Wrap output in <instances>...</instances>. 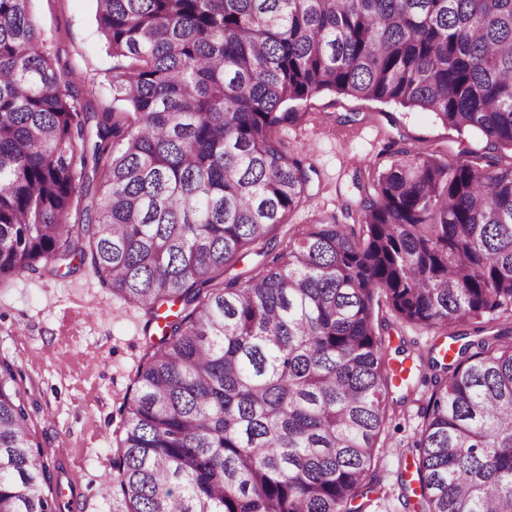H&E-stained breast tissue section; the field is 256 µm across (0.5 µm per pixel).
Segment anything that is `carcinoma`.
Returning <instances> with one entry per match:
<instances>
[{
  "mask_svg": "<svg viewBox=\"0 0 512 512\" xmlns=\"http://www.w3.org/2000/svg\"><path fill=\"white\" fill-rule=\"evenodd\" d=\"M33 0H0V280L91 256L160 332L120 440L127 512H365L387 447L381 315L483 334L434 377L411 447L421 512H512V165L397 151L358 226L294 227L309 201L275 139L323 92L431 112L512 151V0H96L120 110L84 111ZM100 175L86 224L66 222ZM179 309L159 315L163 305ZM13 364L0 359V512L44 489Z\"/></svg>",
  "mask_w": 512,
  "mask_h": 512,
  "instance_id": "obj_1",
  "label": "carcinoma"
}]
</instances>
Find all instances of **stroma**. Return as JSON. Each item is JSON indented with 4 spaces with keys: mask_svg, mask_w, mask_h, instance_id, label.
<instances>
[{
    "mask_svg": "<svg viewBox=\"0 0 512 512\" xmlns=\"http://www.w3.org/2000/svg\"><path fill=\"white\" fill-rule=\"evenodd\" d=\"M95 0H35L34 15L57 66L69 73L81 103L91 111L114 107L108 76L113 59L95 21ZM295 122L275 133L311 165L310 201L293 212L292 224L316 220L348 223V207L361 196L354 171L372 177L388 168L393 153L468 152L486 165L485 142L464 137L428 112L411 111L324 92L295 105ZM142 313L126 307L93 269L72 260L0 281V358L11 361L30 414V431L43 451L52 486L61 477L58 455L78 470L81 504L68 512H126L119 490L102 488L116 475L124 435V402L149 338ZM450 340L411 327L392 328L387 356L393 362L424 354L442 358ZM389 447L376 478L385 492L379 512H417L415 462L408 444L420 422L413 400L394 406Z\"/></svg>",
    "mask_w": 512,
    "mask_h": 512,
    "instance_id": "1",
    "label": "stroma"
}]
</instances>
